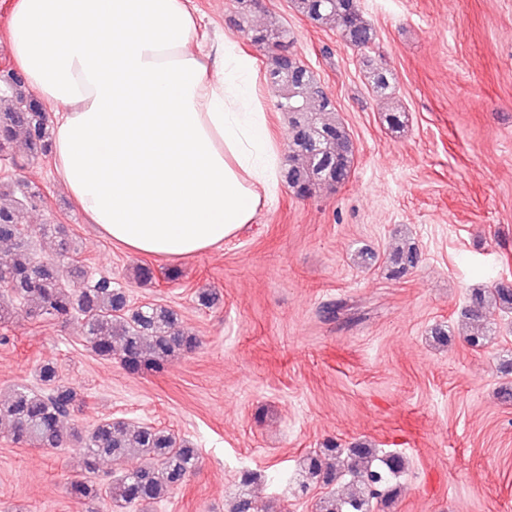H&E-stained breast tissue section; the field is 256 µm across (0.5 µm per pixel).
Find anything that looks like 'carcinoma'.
<instances>
[{
  "instance_id": "carcinoma-1",
  "label": "carcinoma",
  "mask_w": 512,
  "mask_h": 512,
  "mask_svg": "<svg viewBox=\"0 0 512 512\" xmlns=\"http://www.w3.org/2000/svg\"><path fill=\"white\" fill-rule=\"evenodd\" d=\"M293 7L315 26L336 31L348 46L367 50L375 40L358 0H293ZM234 8L238 30L254 43L273 47L265 79L278 109L291 118L284 181L302 196L321 186L344 183L351 175L356 150L335 102L314 71L297 55L286 52V30L272 22L262 28L251 25L255 0H234ZM361 63L374 95L380 100L389 98L392 73L367 55ZM7 85V95H0V157L16 167L14 149L19 143L25 146L28 161L51 150L50 124L21 75L9 73ZM43 203L38 187L8 176L0 179V243L12 248L9 258L0 262L1 330H8L19 316L63 322L80 319L91 352L104 359L118 355L120 364L132 374L158 370L175 355L195 350L197 337L184 327L175 310L158 304L132 308L111 279L88 280L83 267L70 263L77 249L62 225L27 224L26 213ZM32 232L59 237L58 259L41 261L34 256L28 244ZM418 261L419 251L413 244L389 257L391 272L397 277ZM493 306L512 310V284L499 283L487 292L472 294L463 312L472 327L467 336L471 346L483 345L487 312ZM36 380L39 386L18 384L0 402V424L8 422L7 434L16 443L36 448L75 443L81 475L69 482L73 499H105L122 508L148 506L172 495L199 468V449L153 425L107 418L86 434L66 430L64 422L76 406L77 391L61 378L51 359L39 365ZM130 457L140 458V465L114 476L108 489L101 490L94 480L100 461L122 462ZM342 469L353 475L348 491L322 497L318 512H373L375 503L395 493L394 481L404 470V460L393 455L379 461L373 448L333 444L302 459L295 483L303 492L313 484L329 486ZM255 481L256 476L248 473L238 481L232 512H258Z\"/></svg>"
}]
</instances>
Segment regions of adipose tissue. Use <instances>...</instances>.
I'll return each mask as SVG.
<instances>
[{
	"label": "adipose tissue",
	"mask_w": 512,
	"mask_h": 512,
	"mask_svg": "<svg viewBox=\"0 0 512 512\" xmlns=\"http://www.w3.org/2000/svg\"><path fill=\"white\" fill-rule=\"evenodd\" d=\"M7 50L54 110V167L104 237L186 259L278 190L253 62L193 0H15Z\"/></svg>",
	"instance_id": "1"
}]
</instances>
